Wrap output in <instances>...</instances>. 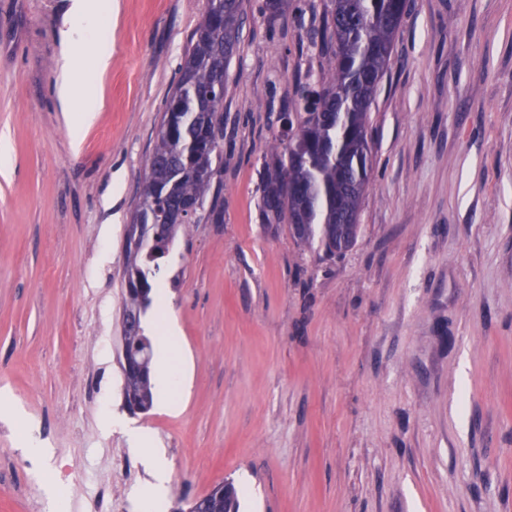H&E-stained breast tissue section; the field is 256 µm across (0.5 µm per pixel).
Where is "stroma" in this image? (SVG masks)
Masks as SVG:
<instances>
[{
	"instance_id": "stroma-1",
	"label": "stroma",
	"mask_w": 512,
	"mask_h": 512,
	"mask_svg": "<svg viewBox=\"0 0 512 512\" xmlns=\"http://www.w3.org/2000/svg\"><path fill=\"white\" fill-rule=\"evenodd\" d=\"M104 109L73 144L54 88L68 0H0V512H161L228 480L239 512H512V0H410L370 112L373 167L340 258L265 224L258 171L300 111L329 0H244L224 99V221L165 283L187 386L124 406V234L206 0H117ZM40 443L44 454L24 450Z\"/></svg>"
}]
</instances>
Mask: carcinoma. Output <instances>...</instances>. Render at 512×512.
Returning <instances> with one entry per match:
<instances>
[{"label":"carcinoma","mask_w":512,"mask_h":512,"mask_svg":"<svg viewBox=\"0 0 512 512\" xmlns=\"http://www.w3.org/2000/svg\"><path fill=\"white\" fill-rule=\"evenodd\" d=\"M409 0H330L314 32L322 81L300 77L295 90L304 111L281 112L284 153L273 148L261 173L265 223L287 224L300 246L315 242L328 258L340 257L358 240L356 223L347 243L337 224L359 218L372 170L369 114ZM243 0H207V9L184 51L179 78L167 100L148 157L136 214L161 225L156 252L126 250L125 273L152 291L162 273L159 260L180 231L173 213L193 204L189 222L223 219L220 192H211L224 168V96L244 24ZM207 169L210 178L197 177Z\"/></svg>","instance_id":"1"}]
</instances>
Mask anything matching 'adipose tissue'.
Here are the masks:
<instances>
[{"mask_svg":"<svg viewBox=\"0 0 512 512\" xmlns=\"http://www.w3.org/2000/svg\"><path fill=\"white\" fill-rule=\"evenodd\" d=\"M117 11L114 0H70L59 30L64 48L56 94L68 114L73 139L94 124L104 107L96 86L112 61V25ZM154 322L159 327V390L162 401H169L182 384L181 374L170 369L171 352L179 347L178 331L170 319V301L165 286L153 294Z\"/></svg>","mask_w":512,"mask_h":512,"instance_id":"1","label":"adipose tissue"}]
</instances>
